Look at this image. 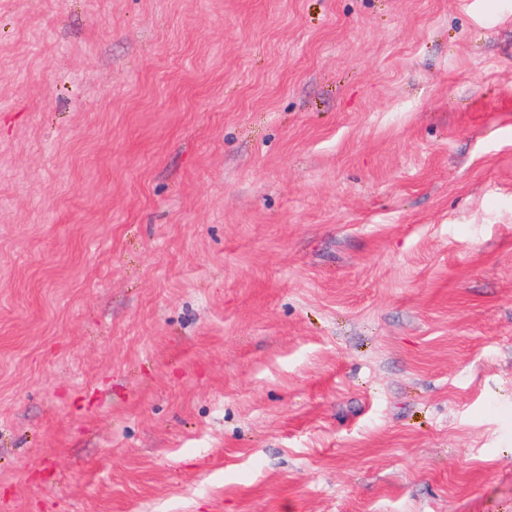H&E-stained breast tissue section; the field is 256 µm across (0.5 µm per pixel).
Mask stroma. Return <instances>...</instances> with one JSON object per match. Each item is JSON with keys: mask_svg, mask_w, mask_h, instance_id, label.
Segmentation results:
<instances>
[{"mask_svg": "<svg viewBox=\"0 0 512 512\" xmlns=\"http://www.w3.org/2000/svg\"><path fill=\"white\" fill-rule=\"evenodd\" d=\"M0 512H512V0H0Z\"/></svg>", "mask_w": 512, "mask_h": 512, "instance_id": "stroma-1", "label": "stroma"}]
</instances>
